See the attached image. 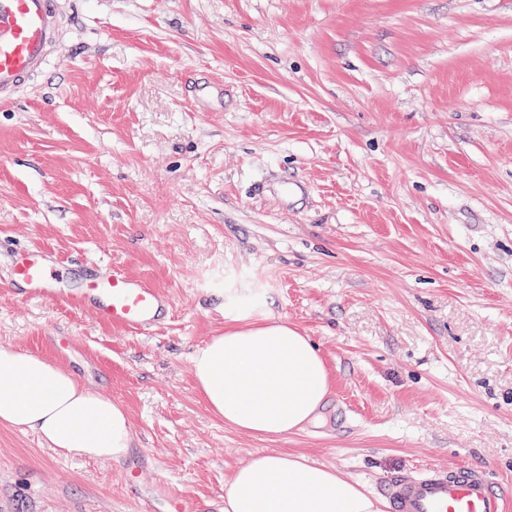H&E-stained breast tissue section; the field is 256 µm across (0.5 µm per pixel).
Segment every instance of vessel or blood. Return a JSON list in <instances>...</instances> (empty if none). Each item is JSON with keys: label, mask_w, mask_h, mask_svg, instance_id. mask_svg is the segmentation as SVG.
Returning a JSON list of instances; mask_svg holds the SVG:
<instances>
[{"label": "vessel or blood", "mask_w": 512, "mask_h": 512, "mask_svg": "<svg viewBox=\"0 0 512 512\" xmlns=\"http://www.w3.org/2000/svg\"><path fill=\"white\" fill-rule=\"evenodd\" d=\"M61 37L59 0H0V103L13 102L30 78L42 71ZM70 268L52 253L33 247L13 261L9 286L20 297L90 312L98 321L139 334L165 324L172 297L152 282L121 269L91 272L81 287H69ZM129 494L140 512H181L182 500L160 481L146 483L156 457L145 448L118 457ZM390 512H506L511 498L487 471L467 466L400 473L385 484Z\"/></svg>", "instance_id": "b4317fda"}]
</instances>
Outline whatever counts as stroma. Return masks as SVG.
I'll return each mask as SVG.
<instances>
[{"label":"stroma","instance_id":"obj_1","mask_svg":"<svg viewBox=\"0 0 512 512\" xmlns=\"http://www.w3.org/2000/svg\"><path fill=\"white\" fill-rule=\"evenodd\" d=\"M28 246L149 279L170 321L16 297ZM228 304L318 345L320 423L262 439L209 410L191 358ZM0 347L125 408L185 512L259 451L376 497L435 466L512 486V0H65L0 106ZM0 512L138 510L116 464L0 424Z\"/></svg>","mask_w":512,"mask_h":512}]
</instances>
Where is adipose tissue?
<instances>
[{
	"label": "adipose tissue",
	"mask_w": 512,
	"mask_h": 512,
	"mask_svg": "<svg viewBox=\"0 0 512 512\" xmlns=\"http://www.w3.org/2000/svg\"><path fill=\"white\" fill-rule=\"evenodd\" d=\"M192 374L211 411L255 437H279L313 423L331 387L310 337L286 320L234 305L224 309L223 334L195 351ZM0 424L31 430L53 449L105 462L131 437L129 418L110 397L44 357L2 348ZM222 509L383 512L378 499L335 469L264 451L234 471Z\"/></svg>",
	"instance_id": "adipose-tissue-1"
}]
</instances>
